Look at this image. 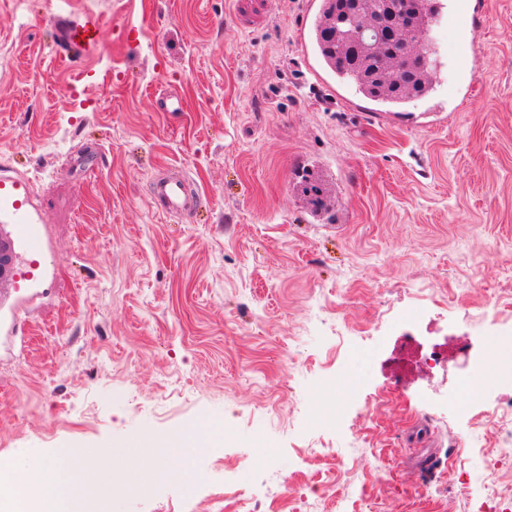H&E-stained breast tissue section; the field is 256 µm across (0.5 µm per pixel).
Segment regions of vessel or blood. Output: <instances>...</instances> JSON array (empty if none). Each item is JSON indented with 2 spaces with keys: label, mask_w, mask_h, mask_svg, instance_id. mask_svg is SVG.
Returning a JSON list of instances; mask_svg holds the SVG:
<instances>
[{
  "label": "vessel or blood",
  "mask_w": 512,
  "mask_h": 512,
  "mask_svg": "<svg viewBox=\"0 0 512 512\" xmlns=\"http://www.w3.org/2000/svg\"><path fill=\"white\" fill-rule=\"evenodd\" d=\"M477 12L471 0H456L453 12L440 18L439 26L452 29L462 42L475 43ZM100 26L94 19L74 22L66 27L65 43L86 48L98 41ZM152 196L157 210L165 215L188 216L191 211L189 185L181 177H159L152 183ZM0 223L13 225L15 235L27 252L43 253L45 226L38 215L32 188L23 179L0 175Z\"/></svg>",
  "instance_id": "vessel-or-blood-1"
}]
</instances>
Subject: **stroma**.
Here are the masks:
<instances>
[{"mask_svg": "<svg viewBox=\"0 0 512 512\" xmlns=\"http://www.w3.org/2000/svg\"><path fill=\"white\" fill-rule=\"evenodd\" d=\"M318 3L0 0V170L32 181L51 244L0 287L21 324L0 462L207 420L227 441L197 491L117 490L112 512H211L228 469L270 512H476L502 424L469 359L512 334V0H486L472 96L399 110L310 50ZM67 15L103 23L72 57ZM161 175L196 190L191 219L157 211ZM447 337L448 378L402 372Z\"/></svg>", "mask_w": 512, "mask_h": 512, "instance_id": "35a3bbf8", "label": "stroma"}]
</instances>
